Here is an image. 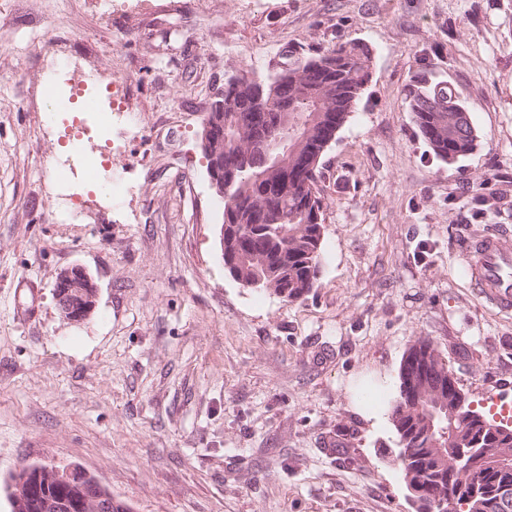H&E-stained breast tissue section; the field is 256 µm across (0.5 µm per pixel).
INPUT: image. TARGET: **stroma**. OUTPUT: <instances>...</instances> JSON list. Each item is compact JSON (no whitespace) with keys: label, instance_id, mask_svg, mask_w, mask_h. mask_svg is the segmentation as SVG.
Masks as SVG:
<instances>
[{"label":"stroma","instance_id":"35a3bbf8","mask_svg":"<svg viewBox=\"0 0 512 512\" xmlns=\"http://www.w3.org/2000/svg\"><path fill=\"white\" fill-rule=\"evenodd\" d=\"M361 41L372 77L325 151L321 263L296 301L224 269L203 121L230 76ZM471 109L450 164L406 98L417 57ZM125 94L107 134L48 77ZM127 190L99 193L78 156ZM512 230V0H0V482L77 465L132 512H413L389 420L429 339L474 407L512 414V315L456 249ZM79 265V323L55 299ZM55 297L60 313L68 320H85L96 306L97 287L81 267L61 272L55 284Z\"/></svg>","mask_w":512,"mask_h":512}]
</instances>
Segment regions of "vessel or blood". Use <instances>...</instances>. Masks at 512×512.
Returning a JSON list of instances; mask_svg holds the SVG:
<instances>
[{
    "label": "vessel or blood",
    "mask_w": 512,
    "mask_h": 512,
    "mask_svg": "<svg viewBox=\"0 0 512 512\" xmlns=\"http://www.w3.org/2000/svg\"><path fill=\"white\" fill-rule=\"evenodd\" d=\"M460 260L469 284L491 310L512 314V232L499 229L466 238Z\"/></svg>",
    "instance_id": "obj_1"
}]
</instances>
